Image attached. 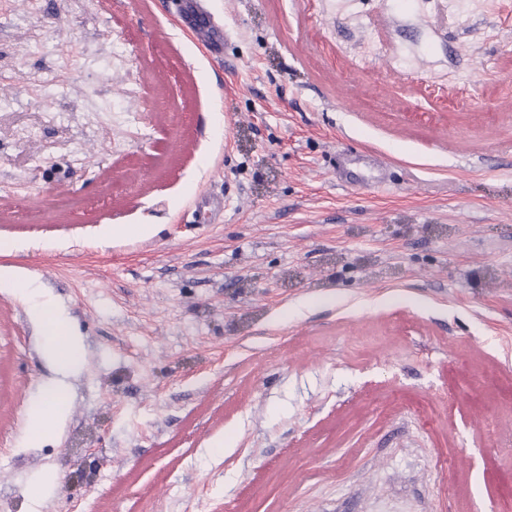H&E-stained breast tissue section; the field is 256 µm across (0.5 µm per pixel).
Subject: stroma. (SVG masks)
<instances>
[{
    "label": "stroma",
    "mask_w": 512,
    "mask_h": 512,
    "mask_svg": "<svg viewBox=\"0 0 512 512\" xmlns=\"http://www.w3.org/2000/svg\"><path fill=\"white\" fill-rule=\"evenodd\" d=\"M204 6L0 0V512H512V0ZM183 19L180 22L184 32L203 36L204 47L209 55L220 54L224 47V28L216 26L207 12L199 6L198 0H182ZM195 211L200 224H216L224 211V203L220 198L204 197ZM35 313L41 321L46 350L62 373L76 371L81 365L80 341L74 336L65 321L50 307L40 304ZM70 402L68 388L63 381L48 383L39 400L37 411L31 416L28 427L29 437L40 441L49 421L63 413ZM59 477L56 474L49 473L32 481L29 485V497L33 509H37L41 500L58 484Z\"/></svg>",
    "instance_id": "35a3bbf8"
}]
</instances>
